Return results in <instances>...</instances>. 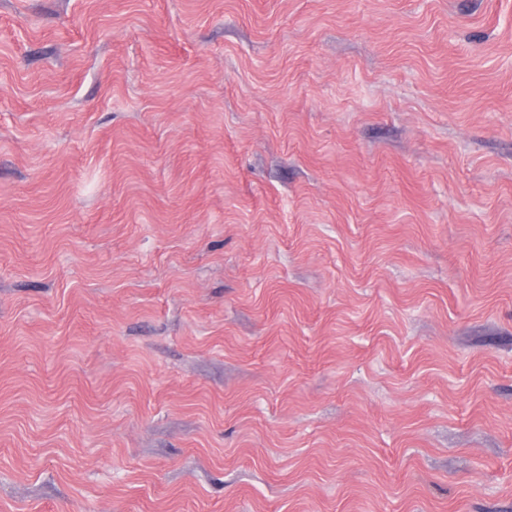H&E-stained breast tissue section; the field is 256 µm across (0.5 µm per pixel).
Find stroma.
Returning <instances> with one entry per match:
<instances>
[{"label":"stroma","instance_id":"obj_1","mask_svg":"<svg viewBox=\"0 0 512 512\" xmlns=\"http://www.w3.org/2000/svg\"><path fill=\"white\" fill-rule=\"evenodd\" d=\"M0 512H512V0H0Z\"/></svg>","mask_w":512,"mask_h":512}]
</instances>
